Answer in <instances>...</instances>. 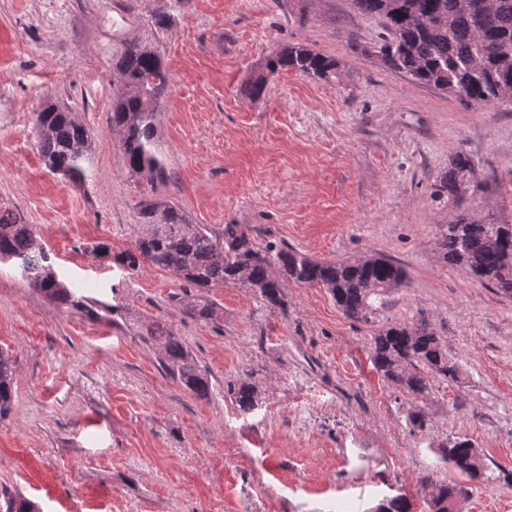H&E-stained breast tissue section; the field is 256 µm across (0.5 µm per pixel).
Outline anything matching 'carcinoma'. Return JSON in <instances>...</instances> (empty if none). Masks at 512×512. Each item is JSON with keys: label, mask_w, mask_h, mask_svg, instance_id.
Returning a JSON list of instances; mask_svg holds the SVG:
<instances>
[{"label": "carcinoma", "mask_w": 512, "mask_h": 512, "mask_svg": "<svg viewBox=\"0 0 512 512\" xmlns=\"http://www.w3.org/2000/svg\"><path fill=\"white\" fill-rule=\"evenodd\" d=\"M356 10L379 18L385 33L377 42L353 40L366 59L409 80L432 87L473 105L512 101V0H352ZM120 84L112 95V132L118 135L132 173L153 186L167 179L163 157L156 144L157 104L170 82V71L152 51L132 45L116 63ZM265 72L248 85L260 96L268 76L293 70L329 80L341 75L336 59L301 44H289L269 57ZM33 127L48 168L77 183L90 160L89 129L72 113L47 105L34 113ZM473 162L459 151L452 157L439 191L454 197L467 190ZM141 219L131 247L117 253L115 261L130 270L144 266L175 274L198 290L178 298L184 312L209 322L221 316L217 303L201 291L222 288L242 279L247 290L273 311L287 312L284 285L319 286L328 290L343 314L355 321L368 320L369 311L385 294L401 286L402 267L390 259L374 257L323 263L273 241L257 243L237 224L224 225L213 235L193 224L171 202L148 195L138 202ZM438 247L443 261L461 266L483 283L512 295V226L495 217L474 219L466 214L441 225ZM19 261L23 275L48 300L62 308L81 307L98 315L96 302L77 295L55 272L48 253L31 225L9 207L0 208V263ZM145 340L160 347L159 363L172 380L199 399L210 393V380L178 332L167 323L146 327ZM370 360L383 378L408 392H429L426 374L445 379L459 369L448 358V348L425 320L415 326L393 325L373 337ZM13 363L0 351V416L11 409ZM233 404L243 413L258 406L255 385L228 386ZM448 462L472 481L487 480L481 451L469 439H455L446 448ZM462 489L451 483L428 485L430 512H448V501ZM0 512H40L21 495L0 496ZM374 512H411L403 495L380 504Z\"/></svg>", "instance_id": "obj_1"}]
</instances>
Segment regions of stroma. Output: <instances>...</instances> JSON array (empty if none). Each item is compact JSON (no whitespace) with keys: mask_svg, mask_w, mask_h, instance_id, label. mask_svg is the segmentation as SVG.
Listing matches in <instances>:
<instances>
[{"mask_svg":"<svg viewBox=\"0 0 512 512\" xmlns=\"http://www.w3.org/2000/svg\"><path fill=\"white\" fill-rule=\"evenodd\" d=\"M383 31L351 0H0V205L23 214L62 278L117 308H59L0 264V350L14 361L0 492L40 512H369L400 493L428 512L429 479L461 487L458 512H512V297L436 247L463 212L512 222V102L467 106L351 50ZM298 42L336 58L342 77L283 70L251 96L267 57ZM129 44L171 72L157 197L216 235L238 224L317 261L392 259L405 281L368 322L291 283L284 314L238 286L210 289L224 316L201 322L178 304L174 274L96 253L130 245L148 190L110 123ZM48 103L90 130L80 183L44 164L32 114ZM459 150L474 165L467 192L436 194ZM422 318L459 374L417 398L373 369L370 350L379 330ZM156 321L193 351L208 398L161 371L143 338ZM244 380L259 388L249 415L226 393ZM455 438L480 448L487 481L444 459Z\"/></svg>","mask_w":512,"mask_h":512,"instance_id":"stroma-1","label":"stroma"}]
</instances>
